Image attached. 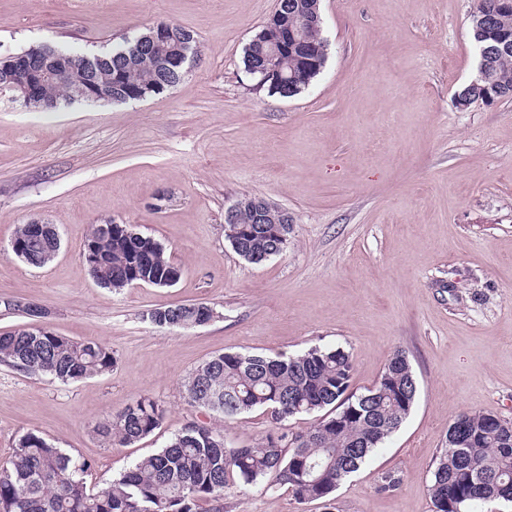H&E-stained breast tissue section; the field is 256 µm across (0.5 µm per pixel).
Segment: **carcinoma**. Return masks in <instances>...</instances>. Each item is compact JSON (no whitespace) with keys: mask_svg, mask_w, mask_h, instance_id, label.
Segmentation results:
<instances>
[{"mask_svg":"<svg viewBox=\"0 0 512 512\" xmlns=\"http://www.w3.org/2000/svg\"><path fill=\"white\" fill-rule=\"evenodd\" d=\"M498 0H477L471 34L485 64L454 95L455 105L466 109L481 101L492 105L512 97V53L496 47L512 38V10L501 11ZM300 28V47L288 51L276 66L282 78H269L260 89L271 96L292 98L308 90L327 61L319 0H283L245 48V71L258 81L261 48L283 20ZM171 37L160 48L146 49L143 32L109 52L72 55L49 45H35L22 54L64 69L68 77L41 86L33 109H51L81 100L79 90L89 81L111 95L101 104H126L162 93L178 83L182 62L194 49L190 32L169 25ZM243 249L233 246L247 263L266 261L288 244L290 224H253L249 211L240 217ZM57 233L32 241L25 225L18 226L11 252L39 267L59 249ZM86 262L98 283L121 289L135 281L166 287L176 267L161 244L132 235L126 224L92 227ZM215 310L204 302L158 308L148 319L158 326L196 327L210 323ZM0 364L69 383L112 372V349L92 341H77L47 328H19L0 334ZM352 356L344 349L314 346L288 357L225 352L197 368L185 388L190 403L233 418L264 407L275 428L299 414L326 408L331 412L310 430L291 439L268 433L252 446L234 447L223 434L209 427L188 426L174 434L160 451L136 460L103 488L94 490L81 477L89 465L35 432L22 435L12 453L0 463V512H223L224 493L236 484H251L275 474L300 501L329 499L374 451L410 415L418 387L405 352L395 351L378 381L362 393L351 390ZM163 409L144 397L98 426L107 446H126L149 435ZM435 512H465L473 504L491 500L512 502V421L501 423L485 413L465 412L449 425L446 448L431 475Z\"/></svg>","mask_w":512,"mask_h":512,"instance_id":"carcinoma-1","label":"carcinoma"}]
</instances>
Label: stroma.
<instances>
[{
  "mask_svg": "<svg viewBox=\"0 0 512 512\" xmlns=\"http://www.w3.org/2000/svg\"><path fill=\"white\" fill-rule=\"evenodd\" d=\"M276 0H0V51L47 44L97 54L145 27L190 31L197 53L163 93L130 104L25 108L0 91V334L44 327L108 345L109 374L76 383L0 365V461L35 432L85 458L94 488L190 425L235 447L271 430L191 404L188 377L225 352L352 355L372 387L404 350L410 416L331 499L296 500L274 475L231 488L224 512H434L430 479L449 425L467 411L512 421V99L465 109L476 73V0H320L328 58L293 98L255 89L246 45ZM260 197L288 210L284 250L249 264L224 211ZM42 218L62 247L42 267L10 251ZM112 220L153 238L181 271L169 287H100L83 251ZM205 302L207 325L157 326V308ZM143 397L159 426L125 447L96 428ZM402 478L384 492L387 474Z\"/></svg>",
  "mask_w": 512,
  "mask_h": 512,
  "instance_id": "35a3bbf8",
  "label": "stroma"
}]
</instances>
